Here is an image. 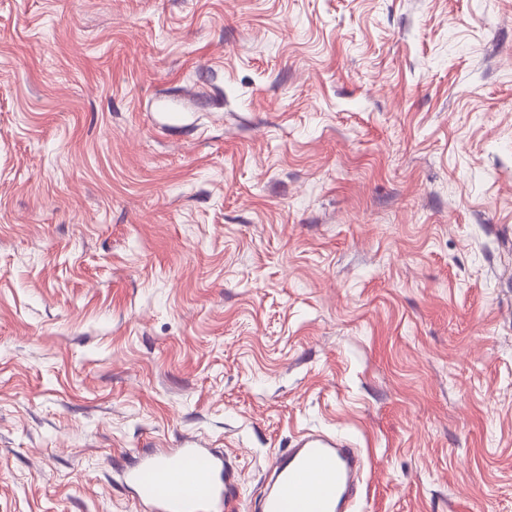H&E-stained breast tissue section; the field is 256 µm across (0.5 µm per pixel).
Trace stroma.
Returning a JSON list of instances; mask_svg holds the SVG:
<instances>
[{
	"mask_svg": "<svg viewBox=\"0 0 512 512\" xmlns=\"http://www.w3.org/2000/svg\"><path fill=\"white\" fill-rule=\"evenodd\" d=\"M308 430L512 512V0H0V512Z\"/></svg>",
	"mask_w": 512,
	"mask_h": 512,
	"instance_id": "obj_1",
	"label": "stroma"
}]
</instances>
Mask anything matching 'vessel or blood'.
<instances>
[{
    "label": "vessel or blood",
    "mask_w": 512,
    "mask_h": 512,
    "mask_svg": "<svg viewBox=\"0 0 512 512\" xmlns=\"http://www.w3.org/2000/svg\"><path fill=\"white\" fill-rule=\"evenodd\" d=\"M362 452L347 439L305 433L270 467L259 512H352ZM126 484L151 512H238L239 491L226 455L194 440L142 457Z\"/></svg>",
    "instance_id": "1"
}]
</instances>
